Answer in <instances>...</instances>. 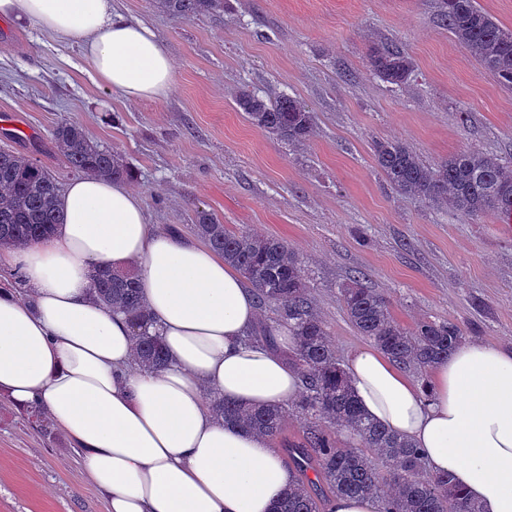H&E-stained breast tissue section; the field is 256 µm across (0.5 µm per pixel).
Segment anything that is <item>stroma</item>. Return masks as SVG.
I'll return each mask as SVG.
<instances>
[{
  "mask_svg": "<svg viewBox=\"0 0 512 512\" xmlns=\"http://www.w3.org/2000/svg\"><path fill=\"white\" fill-rule=\"evenodd\" d=\"M112 6L165 45L169 94L126 101L96 81L77 43L0 21V146L65 186L74 175L51 132L80 122L129 163L151 223L188 237L202 209L287 242L340 359L367 343L339 294L357 271L403 327L448 319L468 339L512 345V219L399 194L373 156L374 141L391 139L430 164L463 150L512 158V89L454 40L438 0H227L223 13L191 20L152 0ZM377 40L413 59L404 87L370 70ZM243 90L298 98L316 115L313 136L291 145L252 126L235 107ZM0 512H106L71 439L44 437L5 401Z\"/></svg>",
  "mask_w": 512,
  "mask_h": 512,
  "instance_id": "35a3bbf8",
  "label": "stroma"
}]
</instances>
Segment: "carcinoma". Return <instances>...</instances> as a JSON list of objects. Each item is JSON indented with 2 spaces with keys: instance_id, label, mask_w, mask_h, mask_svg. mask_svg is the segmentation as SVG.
Wrapping results in <instances>:
<instances>
[{
  "instance_id": "cac0c4a2",
  "label": "carcinoma",
  "mask_w": 512,
  "mask_h": 512,
  "mask_svg": "<svg viewBox=\"0 0 512 512\" xmlns=\"http://www.w3.org/2000/svg\"><path fill=\"white\" fill-rule=\"evenodd\" d=\"M169 16L191 20L224 11V0H153ZM440 17L455 40L501 86L512 89V37L478 7L476 0H438ZM368 64L392 88L411 80L412 58L399 48L375 42ZM236 109L256 128L290 144L310 139L315 115L299 99L242 92ZM52 142L69 168L84 176L127 180L132 170L123 155L91 138L77 121L59 124ZM376 164L400 194L445 204L465 216L512 214V164L478 151H461L438 164H427L399 140H377ZM56 177L30 156L0 147V248L21 249L49 236L61 223ZM191 230L241 273L255 303L274 317L245 336L248 344L273 345L275 333L288 328L296 346L288 353L302 372L303 387L295 407L302 416L299 437L283 436L291 408H241L210 398L213 413L268 439L280 440L295 481L277 502L276 512H329L335 496L369 497L379 512H480L479 506L444 475L430 473L421 449L370 421L354 398L351 383L336 355L326 321L308 291L306 262L281 239L231 230L212 214L198 210ZM360 273L340 288V299L357 333L370 339L405 369L424 378L465 340L466 330L447 319L418 321L411 329L392 317L388 300L365 285ZM100 302L126 313L135 328L136 361L158 370L170 359L167 347L149 331L138 276L102 266L93 275ZM27 421L44 434L52 421L37 407ZM385 471H380L377 464Z\"/></svg>"
}]
</instances>
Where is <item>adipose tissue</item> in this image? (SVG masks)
I'll return each instance as SVG.
<instances>
[{"label": "adipose tissue", "instance_id": "obj_1", "mask_svg": "<svg viewBox=\"0 0 512 512\" xmlns=\"http://www.w3.org/2000/svg\"><path fill=\"white\" fill-rule=\"evenodd\" d=\"M0 19L79 41L102 85L131 101L165 96L171 58L112 0H0ZM53 235L0 265L27 295L0 285V399L41 407L75 443L108 512H271L293 480L267 438L218 421L207 398L243 407L286 404L302 388L280 349L245 343L253 293L210 247L153 227L126 183L73 180ZM136 268L170 354L137 368L134 330L93 297L95 268ZM365 414L449 473L482 512H512V347L460 344L419 385L373 346L344 365Z\"/></svg>", "mask_w": 512, "mask_h": 512}]
</instances>
